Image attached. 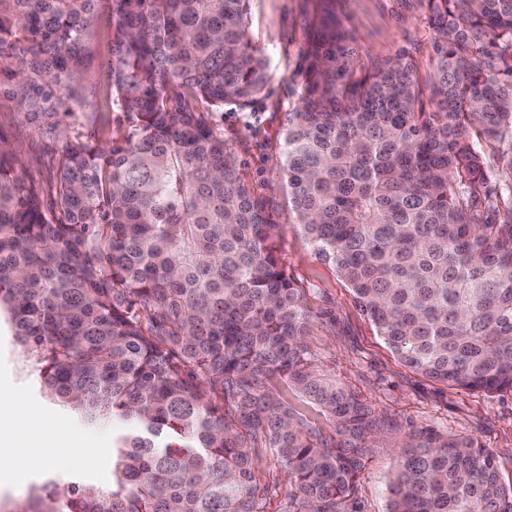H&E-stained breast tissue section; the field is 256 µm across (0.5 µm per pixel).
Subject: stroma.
I'll return each mask as SVG.
<instances>
[{
    "mask_svg": "<svg viewBox=\"0 0 512 512\" xmlns=\"http://www.w3.org/2000/svg\"><path fill=\"white\" fill-rule=\"evenodd\" d=\"M425 15L418 0H250L248 37L268 59L269 82L251 107L228 104L210 115L233 143L241 174L274 215L283 265L308 290L309 305L318 316L310 342L314 368L355 391L386 419L360 474V512H387V485L397 469V445L411 428L478 437L495 453L503 480L512 479V391L447 387L402 366L362 313L351 288L332 265L316 259L304 234L292 224L280 186L288 114L298 100L307 50L320 20L335 18L355 53L357 68L372 70L407 49L414 55L419 80L426 81L433 62ZM26 70L19 55L0 58V148L9 152L47 202L72 134L108 146L128 133L123 112L112 104L110 10L100 11L86 42L82 79L76 88L77 113L25 108L15 86ZM37 386V371L26 363L9 334L1 333L0 392L18 397L30 413L45 415L54 406ZM77 433L79 446L61 445L56 469L0 487V500L25 498L34 487L57 478L95 487L111 484V429L81 424Z\"/></svg>",
    "mask_w": 512,
    "mask_h": 512,
    "instance_id": "stroma-1",
    "label": "stroma"
}]
</instances>
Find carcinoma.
<instances>
[{
  "label": "carcinoma",
  "instance_id": "cac0c4a2",
  "mask_svg": "<svg viewBox=\"0 0 512 512\" xmlns=\"http://www.w3.org/2000/svg\"><path fill=\"white\" fill-rule=\"evenodd\" d=\"M248 2L0 0V53L33 62L16 93L47 112L73 98L107 4L128 122L108 148L75 135L53 207L0 153V321L41 394L90 426L119 423L112 487L50 481L9 512H264L258 448L288 477L279 512H357L383 420L312 367L306 288L209 117L266 88ZM419 2L430 104L412 52L360 76L344 32L323 26L288 113L282 189L403 365L512 390V0ZM387 490V512H512V482L476 436L406 433Z\"/></svg>",
  "mask_w": 512,
  "mask_h": 512
}]
</instances>
